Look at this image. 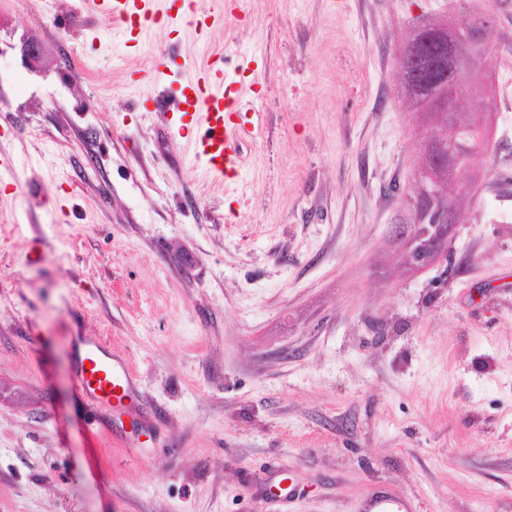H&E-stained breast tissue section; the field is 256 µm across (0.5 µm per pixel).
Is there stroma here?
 Returning a JSON list of instances; mask_svg holds the SVG:
<instances>
[{
	"label": "stroma",
	"mask_w": 512,
	"mask_h": 512,
	"mask_svg": "<svg viewBox=\"0 0 512 512\" xmlns=\"http://www.w3.org/2000/svg\"><path fill=\"white\" fill-rule=\"evenodd\" d=\"M246 10L139 44L88 4L0 0V153L26 162L0 191V512H357L377 484L512 512V0ZM474 17L460 111L413 106L414 35ZM250 50L236 193L145 99ZM462 121L456 222L419 266L400 227ZM76 336L127 357L141 417L78 395Z\"/></svg>",
	"instance_id": "stroma-1"
}]
</instances>
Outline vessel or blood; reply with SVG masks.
<instances>
[{"mask_svg":"<svg viewBox=\"0 0 512 512\" xmlns=\"http://www.w3.org/2000/svg\"><path fill=\"white\" fill-rule=\"evenodd\" d=\"M98 13L111 18L126 34L143 31L148 21L159 18L176 26L189 21L199 38H207L213 25L243 9L245 0H214L203 17L195 16L191 4L174 0H93ZM186 91L178 98L170 122L180 113L192 111L200 135L195 141L194 159L204 163L220 179L239 178V142L248 130L237 121L247 100L235 75L224 72L217 61L194 67L185 81ZM75 375L79 388L99 404L132 410L135 377L125 357L101 341L78 337L75 343ZM364 512H410L406 501L383 494L367 499Z\"/></svg>","mask_w":512,"mask_h":512,"instance_id":"b4317fda","label":"vessel or blood"}]
</instances>
